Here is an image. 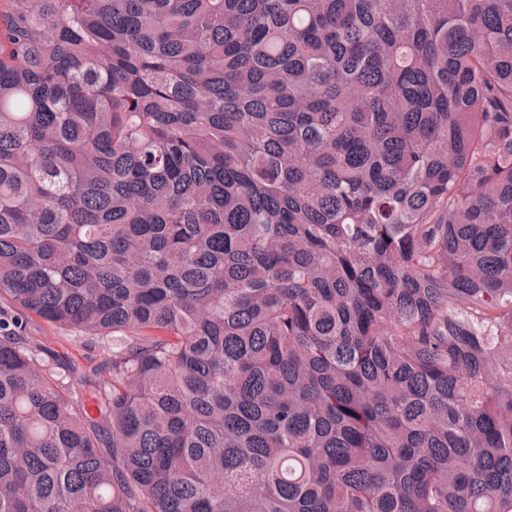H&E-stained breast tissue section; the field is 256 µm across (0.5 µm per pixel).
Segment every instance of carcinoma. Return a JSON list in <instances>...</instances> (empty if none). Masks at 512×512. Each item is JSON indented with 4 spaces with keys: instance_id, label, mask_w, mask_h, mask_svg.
Here are the masks:
<instances>
[{
    "instance_id": "cac0c4a2",
    "label": "carcinoma",
    "mask_w": 512,
    "mask_h": 512,
    "mask_svg": "<svg viewBox=\"0 0 512 512\" xmlns=\"http://www.w3.org/2000/svg\"><path fill=\"white\" fill-rule=\"evenodd\" d=\"M2 294L0 512H512V0H6ZM26 334L79 364L99 363L112 357V349L104 344L94 347L77 338L68 337L69 334L56 329L32 314L26 324Z\"/></svg>"
}]
</instances>
